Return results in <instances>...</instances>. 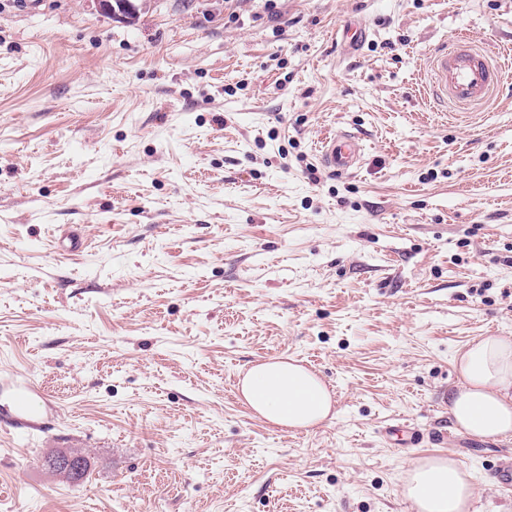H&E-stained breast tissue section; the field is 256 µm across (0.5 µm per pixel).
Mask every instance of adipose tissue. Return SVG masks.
<instances>
[{"mask_svg": "<svg viewBox=\"0 0 512 512\" xmlns=\"http://www.w3.org/2000/svg\"><path fill=\"white\" fill-rule=\"evenodd\" d=\"M461 376L448 395V414L456 427L479 439L512 436V337L481 336L455 356ZM247 406L256 415L290 430L331 421L333 398L327 384L292 358L253 366L240 382ZM402 494L412 512H470L473 477L448 456L418 460L406 471Z\"/></svg>", "mask_w": 512, "mask_h": 512, "instance_id": "adipose-tissue-1", "label": "adipose tissue"}]
</instances>
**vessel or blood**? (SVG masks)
Instances as JSON below:
<instances>
[{
	"label": "vessel or blood",
	"mask_w": 512,
	"mask_h": 512,
	"mask_svg": "<svg viewBox=\"0 0 512 512\" xmlns=\"http://www.w3.org/2000/svg\"><path fill=\"white\" fill-rule=\"evenodd\" d=\"M501 69L483 49L466 42L440 45L431 56L428 79L439 99L465 109L485 103L498 84ZM365 146L362 139L349 131L339 130L324 138L318 159L334 173L345 175L360 168ZM34 383L25 382L15 388L12 418L17 427L36 425L39 409L32 395Z\"/></svg>",
	"instance_id": "vessel-or-blood-1"
}]
</instances>
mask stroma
Segmentation results:
<instances>
[{
	"instance_id": "stroma-1",
	"label": "stroma",
	"mask_w": 512,
	"mask_h": 512,
	"mask_svg": "<svg viewBox=\"0 0 512 512\" xmlns=\"http://www.w3.org/2000/svg\"><path fill=\"white\" fill-rule=\"evenodd\" d=\"M140 6L0 0V512H410L433 455L472 473V512H512L491 477L512 437L445 401L458 349L512 336V0ZM456 40L503 70L465 113L426 87ZM339 129L365 144L351 175L317 157ZM289 357L332 421L242 401ZM13 377L42 429L6 413ZM397 420L413 440L383 436ZM71 448L78 488L42 466Z\"/></svg>"
}]
</instances>
